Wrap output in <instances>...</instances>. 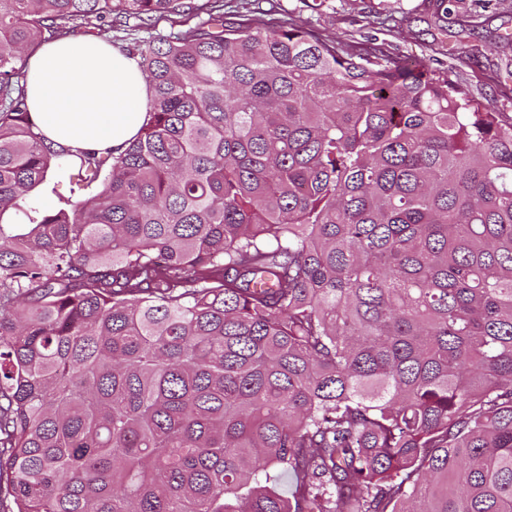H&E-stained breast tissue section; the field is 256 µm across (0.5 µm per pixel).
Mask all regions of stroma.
<instances>
[{
    "instance_id": "obj_1",
    "label": "stroma",
    "mask_w": 512,
    "mask_h": 512,
    "mask_svg": "<svg viewBox=\"0 0 512 512\" xmlns=\"http://www.w3.org/2000/svg\"><path fill=\"white\" fill-rule=\"evenodd\" d=\"M274 23H306L327 39L370 42L403 59H421L461 80L479 98L512 111V0H448V15H481L478 34L440 30L433 0H227L224 18L246 22L255 12Z\"/></svg>"
}]
</instances>
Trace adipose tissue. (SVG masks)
I'll return each instance as SVG.
<instances>
[{"label":"adipose tissue","mask_w":512,"mask_h":512,"mask_svg":"<svg viewBox=\"0 0 512 512\" xmlns=\"http://www.w3.org/2000/svg\"><path fill=\"white\" fill-rule=\"evenodd\" d=\"M31 118L46 145L120 154L147 119L148 83L133 57L101 40L57 39L25 59Z\"/></svg>","instance_id":"obj_1"}]
</instances>
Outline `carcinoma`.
I'll use <instances>...</instances> for the list:
<instances>
[{
	"label": "carcinoma",
	"mask_w": 512,
	"mask_h": 512,
	"mask_svg": "<svg viewBox=\"0 0 512 512\" xmlns=\"http://www.w3.org/2000/svg\"><path fill=\"white\" fill-rule=\"evenodd\" d=\"M115 16L149 121L43 147L18 62ZM7 212L0 512H512V114L462 83L224 0H0ZM72 187H74L75 192H71ZM38 192L41 193L42 200L49 197L46 209L64 207L67 201H76L88 193V191H79L68 180H62L57 183V179L50 180L48 178L45 184L39 187Z\"/></svg>",
	"instance_id": "1"
}]
</instances>
